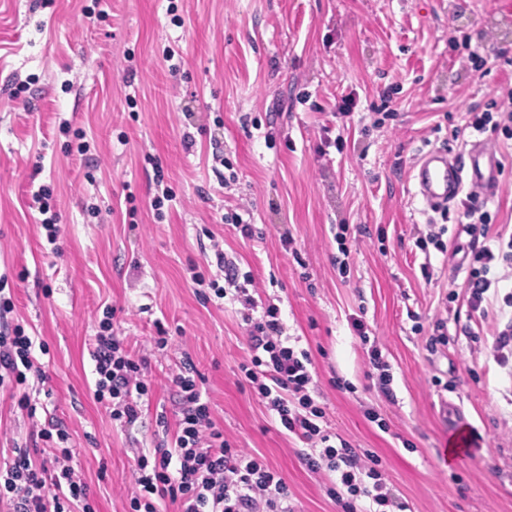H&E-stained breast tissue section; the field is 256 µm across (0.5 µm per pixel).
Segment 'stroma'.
<instances>
[{"instance_id":"1","label":"stroma","mask_w":512,"mask_h":512,"mask_svg":"<svg viewBox=\"0 0 512 512\" xmlns=\"http://www.w3.org/2000/svg\"><path fill=\"white\" fill-rule=\"evenodd\" d=\"M349 93L357 106L342 146L318 155L320 128ZM509 110L512 0H0V275L9 322L46 344L38 360L53 390L33 420L0 391V448L62 421L96 512H129L157 413L176 420L168 375L186 353L225 438L282 474L296 512H339L326 472L307 466L304 444L277 429L244 380L240 315L189 280L222 279L219 240L309 349L324 428L380 458L406 512H512V350L494 348L512 272L487 318L470 311L472 239L452 225L447 253L423 254L431 212L408 178L420 148L460 152L475 139L470 114ZM79 130L89 156L66 155ZM486 136L503 170L489 232L507 234L512 139ZM216 148L252 200L257 239L223 220L235 201L213 171ZM158 165L176 194L159 217L149 206ZM34 185L53 192L57 244L27 208ZM109 306L134 348L161 326L174 338L151 358V405L127 429L92 394L88 349ZM356 316L390 366L389 393L352 332ZM440 318L448 341L434 345ZM459 432L461 453L443 460Z\"/></svg>"}]
</instances>
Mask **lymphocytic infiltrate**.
<instances>
[{"label":"lymphocytic infiltrate","instance_id":"lymphocytic-infiltrate-1","mask_svg":"<svg viewBox=\"0 0 512 512\" xmlns=\"http://www.w3.org/2000/svg\"><path fill=\"white\" fill-rule=\"evenodd\" d=\"M442 221L428 227L418 240L420 250H445L447 219H454L475 238L471 250L470 277L466 288L472 311L487 314L500 286L492 268L512 266V237H489L491 215L468 193L454 212H442ZM223 281H210L217 298L240 304L246 325L250 360L241 370L282 433L307 445L304 459L315 471L327 472L328 494L341 512H405L379 468L378 459L359 452L349 443L333 444L323 428L325 415L309 393L313 382L312 358L298 338L288 336L281 309L270 300L251 294L252 273H239L223 251H216ZM35 337L18 326L0 328V390L20 391L18 405L28 416L36 407L22 386L36 362ZM94 363V397L111 410L113 421L134 425L148 410L152 387L143 373L144 360L123 339L115 336L111 320H102L90 353ZM180 400V412L172 441H159L153 450L137 458L136 491L132 512H160L167 501L176 512H293L288 486L281 473L261 457L232 447L211 417L203 401L202 375L191 358H184L171 379ZM37 440L52 443L51 461H41L36 450L16 445L0 467V503L9 512H95L88 488L71 465L73 450L65 429H39Z\"/></svg>","mask_w":512,"mask_h":512}]
</instances>
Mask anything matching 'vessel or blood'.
I'll return each mask as SVG.
<instances>
[{
	"instance_id": "b4317fda",
	"label": "vessel or blood",
	"mask_w": 512,
	"mask_h": 512,
	"mask_svg": "<svg viewBox=\"0 0 512 512\" xmlns=\"http://www.w3.org/2000/svg\"><path fill=\"white\" fill-rule=\"evenodd\" d=\"M500 173L496 154L476 139L459 155L444 145L419 152L410 166L409 177L416 197L434 211L455 205L468 187L475 188L481 200H492L502 186Z\"/></svg>"
}]
</instances>
